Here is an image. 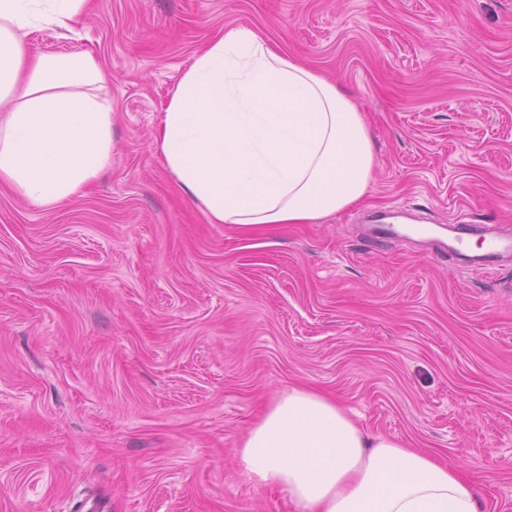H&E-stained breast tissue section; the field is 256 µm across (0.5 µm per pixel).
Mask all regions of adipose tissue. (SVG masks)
I'll return each instance as SVG.
<instances>
[{
	"instance_id": "1",
	"label": "adipose tissue",
	"mask_w": 512,
	"mask_h": 512,
	"mask_svg": "<svg viewBox=\"0 0 512 512\" xmlns=\"http://www.w3.org/2000/svg\"><path fill=\"white\" fill-rule=\"evenodd\" d=\"M88 0H0V184L36 206L66 201L112 161V100L89 52L30 56L35 29L71 30ZM154 145L212 224L246 234L313 224L359 203L375 154L365 115L338 86L228 27L195 56L162 112ZM235 460L296 512H487L453 464L365 433L336 400L275 393Z\"/></svg>"
}]
</instances>
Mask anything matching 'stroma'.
<instances>
[{
    "label": "stroma",
    "mask_w": 512,
    "mask_h": 512,
    "mask_svg": "<svg viewBox=\"0 0 512 512\" xmlns=\"http://www.w3.org/2000/svg\"><path fill=\"white\" fill-rule=\"evenodd\" d=\"M257 29L353 93L365 200L245 235L210 224L153 141L197 51ZM74 36L112 99V162L35 206L0 186V512H293L234 451L272 395L315 387L367 430L461 466L512 512V0H90ZM398 214L434 239L386 238Z\"/></svg>",
    "instance_id": "35a3bbf8"
}]
</instances>
